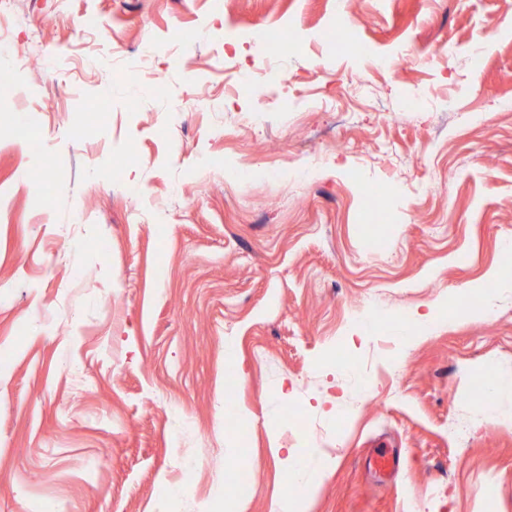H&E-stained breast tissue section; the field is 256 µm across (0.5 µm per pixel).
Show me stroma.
Here are the masks:
<instances>
[{
  "label": "stroma",
  "mask_w": 512,
  "mask_h": 512,
  "mask_svg": "<svg viewBox=\"0 0 512 512\" xmlns=\"http://www.w3.org/2000/svg\"><path fill=\"white\" fill-rule=\"evenodd\" d=\"M343 9L16 0L0 22V71L26 60L0 85V512H275L310 439L302 512H512V9L358 0L361 54L331 43ZM274 29L288 53L258 63Z\"/></svg>",
  "instance_id": "35a3bbf8"
}]
</instances>
